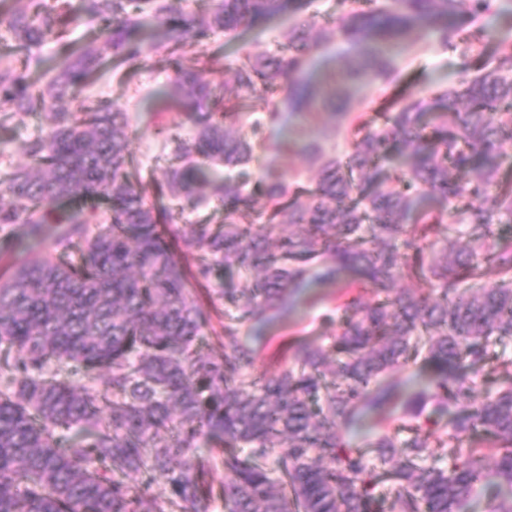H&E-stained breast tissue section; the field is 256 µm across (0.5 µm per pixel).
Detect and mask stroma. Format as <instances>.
<instances>
[{
  "label": "stroma",
  "instance_id": "1",
  "mask_svg": "<svg viewBox=\"0 0 512 512\" xmlns=\"http://www.w3.org/2000/svg\"><path fill=\"white\" fill-rule=\"evenodd\" d=\"M290 22L288 15H281L271 23L251 33L246 45L226 43L223 34H216L209 46L215 58L218 77L230 80L233 69L243 51L262 53L280 42ZM351 50L340 39L331 40L315 52L305 69L304 77L314 83L349 63ZM399 78L397 90L407 97L430 104L435 93L455 86L459 78L472 72L474 59L443 47L437 36L425 29L412 33L406 46L397 57ZM171 72L156 58H148L143 65L126 78L106 73L89 84L85 96L111 100L113 106L127 112L133 134L129 151L133 168L142 179L161 173L166 165L162 140L156 133L157 125L171 127L183 123L181 110L157 111L151 100L154 94L170 89ZM345 124L341 114L331 111L316 117L282 111L278 124L265 131V146L252 164L254 174L273 172L282 178L299 173L313 177L314 171L307 158L295 150V143L316 142L326 152L343 155L350 151L351 143L339 129ZM46 122L41 113L35 112L23 123L0 129V177L8 170L6 157L14 153L22 142L45 134ZM352 273L345 272L332 283L316 284L305 289L299 302L292 309L277 315L262 331L261 341H254L253 324H244L241 336L253 341L256 349L254 370L273 374L284 368L286 360L283 347L291 342L304 341L315 345L328 344L341 331L340 304L345 299L344 286L352 281Z\"/></svg>",
  "mask_w": 512,
  "mask_h": 512
}]
</instances>
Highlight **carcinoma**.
Returning <instances> with one entry per match:
<instances>
[{
	"mask_svg": "<svg viewBox=\"0 0 512 512\" xmlns=\"http://www.w3.org/2000/svg\"><path fill=\"white\" fill-rule=\"evenodd\" d=\"M337 33L355 58L321 84L299 79L330 31L288 30L275 51L245 53L233 85L207 79L208 46L243 40L309 0H0V127L41 111L49 130L22 143L26 159L0 178V225L22 224L47 251L0 276V512H210L196 449H224V512H465L493 450L498 492L488 512H512V378L473 402L467 372L491 340L512 339V36L485 57L497 0H363ZM98 29L71 40L69 27ZM418 27L476 57V73L423 108L393 101L382 122L354 118L344 158L305 145L319 174L308 185L254 176L263 128L279 104L302 115L348 112L346 86L390 85L394 49ZM58 45L52 66L41 49ZM196 53L197 69L182 57ZM158 55L173 66L172 102L192 136H165L174 163L148 198L129 172L130 120L83 89L102 71L123 76ZM283 92L281 103L267 95ZM209 111L199 112L200 102ZM248 126L250 132L229 133ZM212 202L224 224H175ZM281 224L298 236L270 242ZM196 255L194 270L176 259ZM239 268V287L212 289L224 314L222 358L205 348L210 312L196 288ZM499 281L486 286V271ZM343 271L379 295L342 307L328 346L297 342L279 372L253 377L256 351L240 326L263 327L304 288ZM422 359L430 384L402 412L407 437L384 431L367 450L347 436L398 395L385 374ZM455 409L436 430L425 423ZM449 465L427 464L435 456Z\"/></svg>",
	"mask_w": 512,
	"mask_h": 512,
	"instance_id": "cac0c4a2",
	"label": "carcinoma"
}]
</instances>
